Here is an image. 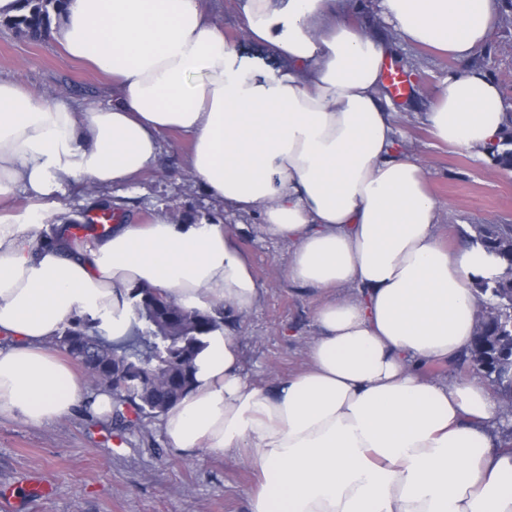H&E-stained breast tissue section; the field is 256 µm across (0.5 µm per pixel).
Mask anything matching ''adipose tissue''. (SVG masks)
I'll return each instance as SVG.
<instances>
[{
    "mask_svg": "<svg viewBox=\"0 0 512 512\" xmlns=\"http://www.w3.org/2000/svg\"><path fill=\"white\" fill-rule=\"evenodd\" d=\"M408 44L465 61L487 40L497 0H378ZM350 0H239L247 36L280 58L260 73L203 0H65L52 29L109 81L101 106L46 101L0 78V416L41 425L70 414L83 385L50 347L73 317L130 326L133 288L188 310H223L195 382L163 416L168 444L245 452L258 472L249 512H512V448L474 383L421 376L419 363L469 351L473 278L497 261L446 247L425 169L383 93L390 44ZM503 101L481 69L445 77L425 114L441 144L482 156ZM190 136L188 168L218 204L260 213L259 234L290 244L293 284L349 289L326 299L306 367L261 387L233 334L260 302L250 260L221 218L113 225L71 243L53 222L63 183L120 186L154 167L161 136Z\"/></svg>",
    "mask_w": 512,
    "mask_h": 512,
    "instance_id": "1",
    "label": "adipose tissue"
}]
</instances>
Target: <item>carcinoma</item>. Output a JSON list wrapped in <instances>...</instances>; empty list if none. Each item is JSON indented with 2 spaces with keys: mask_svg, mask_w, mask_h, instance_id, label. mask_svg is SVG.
I'll return each mask as SVG.
<instances>
[{
  "mask_svg": "<svg viewBox=\"0 0 512 512\" xmlns=\"http://www.w3.org/2000/svg\"><path fill=\"white\" fill-rule=\"evenodd\" d=\"M24 2L28 12L3 23L37 40L63 0ZM486 155L500 169H512V115ZM471 229L470 240L497 257L503 271L474 281L483 310L468 355L500 403L512 405V224H473ZM131 299L126 335L109 341L100 333L101 321L84 316L70 321L52 341L82 366L93 391L112 395L116 424L128 421L130 413L139 422L158 418L175 406L193 385L203 337L221 326L211 314L187 311L160 291L136 288Z\"/></svg>",
  "mask_w": 512,
  "mask_h": 512,
  "instance_id": "carcinoma-1",
  "label": "carcinoma"
}]
</instances>
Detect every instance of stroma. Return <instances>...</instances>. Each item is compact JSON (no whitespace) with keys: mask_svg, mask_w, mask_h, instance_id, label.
<instances>
[{"mask_svg":"<svg viewBox=\"0 0 512 512\" xmlns=\"http://www.w3.org/2000/svg\"><path fill=\"white\" fill-rule=\"evenodd\" d=\"M216 7L224 34L236 46L237 62L258 71L279 67L268 47L248 39L235 0H205ZM356 19L392 39L391 61L410 79L412 91L393 102L394 118L408 149L426 169L438 206V235L447 246L462 241L463 231L483 223H512V174L487 159L438 145L423 121L435 103L439 85L464 63L398 39L393 26L375 11L373 0H355ZM499 86L505 113L512 114V23H496L472 58ZM0 77L25 84L35 95L65 96L108 105L106 80L67 57L58 42L28 40L0 25ZM187 135L162 137L155 167L132 185L99 191L104 205L122 220L148 223L161 209L180 216L220 215L243 250L250 254L263 293L257 307L237 323L245 374L265 385L292 375L307 363V344L319 333L317 307L328 293L288 282L286 243L261 238L259 214L218 211L186 165ZM51 484L45 498H29L31 480ZM257 475L246 455L200 449L187 454L170 448L158 423L148 430L121 429L85 407L54 423L32 425L16 417L0 418V512H248Z\"/></svg>","mask_w":512,"mask_h":512,"instance_id":"1","label":"stroma"}]
</instances>
